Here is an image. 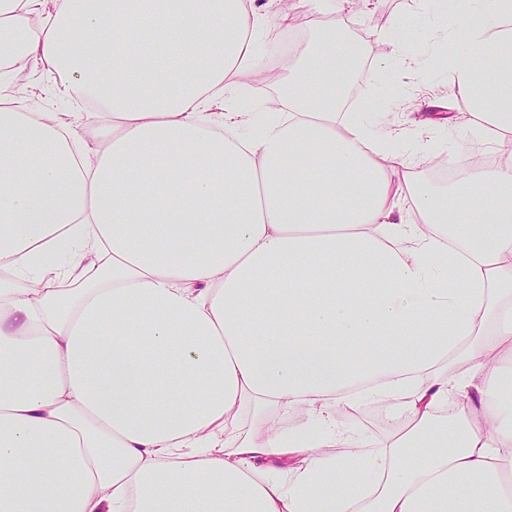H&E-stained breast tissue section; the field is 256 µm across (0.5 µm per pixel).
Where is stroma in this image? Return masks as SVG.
I'll list each match as a JSON object with an SVG mask.
<instances>
[{
    "mask_svg": "<svg viewBox=\"0 0 512 512\" xmlns=\"http://www.w3.org/2000/svg\"><path fill=\"white\" fill-rule=\"evenodd\" d=\"M451 19L441 0H377L368 13L339 10L321 19L318 28H293L294 40L289 44L273 41L267 44L268 70L263 79H245L240 96L252 107L264 105L278 96L289 77L299 52L321 34L335 31L350 37L358 46L360 60L352 72L360 83L354 95L348 96L346 109H365L371 102L379 109L368 112L370 123L389 120L397 127L413 128L425 146V159L413 171L412 180L433 191L439 202H447L449 184L437 181L434 170L445 152L465 153L468 157L487 155L486 147L474 142L470 135L455 127L437 128L419 125V118L442 117L443 109H420L424 99L451 101L454 111L466 109L463 93L452 85L447 67H434L440 56L461 52V42L448 39L445 27ZM15 97L27 102L34 112H78L82 106L73 100L57 97L41 67L30 65L17 71L13 82L0 86V97Z\"/></svg>",
    "mask_w": 512,
    "mask_h": 512,
    "instance_id": "stroma-1",
    "label": "stroma"
}]
</instances>
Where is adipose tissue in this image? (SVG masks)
Segmentation results:
<instances>
[{"label": "adipose tissue", "instance_id": "obj_1", "mask_svg": "<svg viewBox=\"0 0 512 512\" xmlns=\"http://www.w3.org/2000/svg\"><path fill=\"white\" fill-rule=\"evenodd\" d=\"M455 4L447 122L499 155L466 205L343 114L347 38L239 99L336 0H0V84L102 117L0 99V512H512V0ZM1 96L25 100L32 112H87L75 100L58 98L41 66L28 65L19 69L11 84L0 86ZM350 409L353 413H346ZM340 420L344 425L358 433L370 437H381L387 433L384 420V409L381 406L366 403H356L353 406L345 407Z\"/></svg>", "mask_w": 512, "mask_h": 512}]
</instances>
